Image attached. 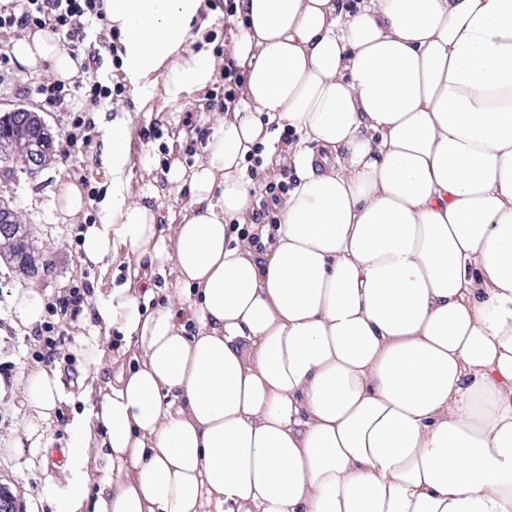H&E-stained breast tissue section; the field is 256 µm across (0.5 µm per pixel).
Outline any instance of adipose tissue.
<instances>
[{
  "mask_svg": "<svg viewBox=\"0 0 512 512\" xmlns=\"http://www.w3.org/2000/svg\"><path fill=\"white\" fill-rule=\"evenodd\" d=\"M203 0H103L124 80L207 84ZM237 100L162 219L104 125L105 220L82 262L106 389L69 428L56 512H512V0H235ZM7 49L72 82L50 28ZM295 135L279 143L281 128ZM297 176L257 223L255 176ZM59 371L21 385L30 434ZM108 469L88 498L91 459Z\"/></svg>",
  "mask_w": 512,
  "mask_h": 512,
  "instance_id": "ef3b65f1",
  "label": "adipose tissue"
}]
</instances>
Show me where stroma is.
<instances>
[{"label":"stroma","mask_w":512,"mask_h":512,"mask_svg":"<svg viewBox=\"0 0 512 512\" xmlns=\"http://www.w3.org/2000/svg\"><path fill=\"white\" fill-rule=\"evenodd\" d=\"M225 0H203L200 33L187 45L188 51H208L214 60L211 81L201 89L187 88L175 99L167 97V78L159 76L146 104L136 103L127 85L112 78L106 62H97L100 83L112 89L110 97L101 99L97 111H90L84 89L71 88L67 108L43 102L27 94V86L44 79L41 71L21 72L9 65L12 75L8 84L0 85V113L22 105L40 112L57 135L56 153L49 166L37 177L17 173L14 180L0 188V196L10 200L23 223L29 224L41 244L50 250L52 272L44 278H23L0 261V485L13 492L22 512H54L43 488L56 472L53 450L69 443L67 423L73 407L94 401L100 385L88 366L89 351H97L102 361H110L115 348L111 336H98L95 348H88L80 326L82 312L64 316L55 304L60 296L80 291L92 297L98 282H111L116 274L112 263L97 268L80 262L82 226L60 219L55 207L58 178L80 180L91 202L87 223H101L103 216L96 200L110 176L97 162L100 131L96 112L111 111L120 104L128 112L132 127L130 188L132 195H155L162 210H179L187 197L177 186L167 183L162 173L169 157H177L192 166L200 156L207 136L215 126L213 105L224 98V31ZM36 288L47 302L43 319L34 331L15 328L9 317L11 297L15 291ZM62 363L64 399L58 419L46 427L42 436H28L30 412L20 396L18 384L26 370L47 363L49 356ZM28 439L30 446L49 448L50 454L39 459L17 457L11 449L18 440Z\"/></svg>","instance_id":"1"}]
</instances>
